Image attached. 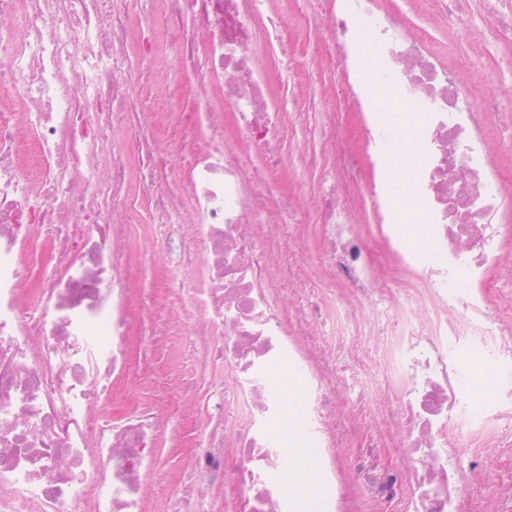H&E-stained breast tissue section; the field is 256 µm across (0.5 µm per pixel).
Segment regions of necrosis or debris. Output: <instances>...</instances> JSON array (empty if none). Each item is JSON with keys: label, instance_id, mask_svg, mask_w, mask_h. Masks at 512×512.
I'll return each mask as SVG.
<instances>
[{"label": "necrosis or debris", "instance_id": "4bbe7bcc", "mask_svg": "<svg viewBox=\"0 0 512 512\" xmlns=\"http://www.w3.org/2000/svg\"><path fill=\"white\" fill-rule=\"evenodd\" d=\"M0 0V512H148L164 414L145 403L113 413L112 382L132 377L126 351L132 291L125 227L146 224L167 255L166 282L190 287L202 342L208 403L191 428L195 453L169 497L170 512H297L288 489L289 416L273 376L290 361L309 370L299 407L314 424L315 512H355L336 471V364L331 347L304 340L328 322L319 305L289 315L288 266L271 268L248 212L275 218L269 177L280 148V111L255 60L258 41L284 46L277 17L259 0ZM370 45L407 126L372 123L373 147L412 127L413 181L392 188L369 176L387 222L402 289L362 328L361 364L374 367L396 415L397 464L360 449L350 469L370 502L404 512H465L469 479L456 464L464 441L512 432V379L474 397L480 372L512 362V338L491 295L503 267L502 198L486 163L469 91L452 77L425 28L408 30L372 0H342L313 37L330 36L341 60ZM201 78L202 106L182 112L187 205L161 177L169 165L145 143L168 101L144 110L155 82L157 32ZM138 117L115 134L117 117ZM258 151L265 171L241 164ZM338 187L323 193L319 222L330 267L349 297L371 292L364 247L342 222ZM416 209L424 236L395 231ZM428 296L429 306L419 303ZM94 384L100 402L90 401Z\"/></svg>", "mask_w": 512, "mask_h": 512}]
</instances>
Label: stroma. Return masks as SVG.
I'll list each match as a JSON object with an SVG mask.
<instances>
[{"instance_id": "35a3bbf8", "label": "stroma", "mask_w": 512, "mask_h": 512, "mask_svg": "<svg viewBox=\"0 0 512 512\" xmlns=\"http://www.w3.org/2000/svg\"><path fill=\"white\" fill-rule=\"evenodd\" d=\"M341 0H263L262 7L288 17L284 38L287 55L267 44L257 48L260 64L268 78L282 112L283 129L276 182L281 189L283 212L276 224H261L263 235L288 242L289 260L294 268L288 286L289 306H305L310 293L325 297H345L346 291L334 282L325 257L324 244L317 224L319 198L323 188L333 182L346 190L345 219L365 241L371 278L376 287L400 290L396 263L386 243L377 234V215L365 191L369 169H376L383 179H391L392 169L380 162L363 134L364 119L354 111L349 98V78L355 77L361 64L328 66L324 60L323 40L309 36L305 22L338 10ZM377 9L396 14L409 25L426 24L435 44L447 57L451 75L467 86L476 112L485 116L484 134L488 161L502 190L503 207L498 223L512 228V45L499 44L487 36L494 18L481 0H467L465 21L451 29L440 19L436 0H376ZM170 64L164 72L166 84L180 88L174 112L162 119L155 129L156 140L171 153H179L184 131L179 113L194 108L195 77L180 67L174 49L164 51ZM315 102V109L299 112L293 105L290 89ZM498 107L486 108L489 99ZM135 279L130 301L134 322L128 351L132 366L143 374V381L120 380L112 387V407L120 410L132 402L151 401L157 392L176 401L180 414L194 417L202 408L203 397L193 402L179 401L184 384L197 382L195 367L178 362L176 351L182 336L191 328L193 317L184 294L167 287L165 255L156 246L149 227H126ZM335 396L346 409L336 419V433L341 439L340 461L349 464L359 444L370 441L383 445L392 441L390 428L364 422L355 408L358 382L373 379V372H359L357 351L349 345L336 349ZM483 465L474 475L475 512H498L500 476L512 464V445L481 447L471 441L462 451L460 463L470 467L473 457Z\"/></svg>"}]
</instances>
